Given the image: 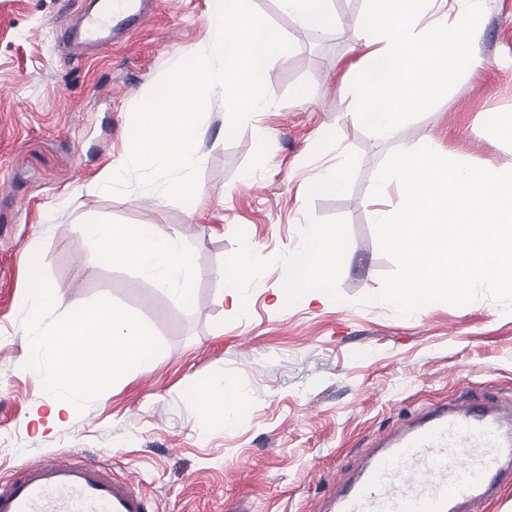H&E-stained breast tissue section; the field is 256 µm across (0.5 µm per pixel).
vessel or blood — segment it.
Returning a JSON list of instances; mask_svg holds the SVG:
<instances>
[{"label": "vessel or blood", "mask_w": 512, "mask_h": 512, "mask_svg": "<svg viewBox=\"0 0 512 512\" xmlns=\"http://www.w3.org/2000/svg\"><path fill=\"white\" fill-rule=\"evenodd\" d=\"M149 12L131 0L85 11L67 42L104 48ZM512 484V419L492 399L436 407L368 455L346 480L333 512H473ZM0 512H149L139 483L113 478L92 457L29 463L0 480Z\"/></svg>", "instance_id": "obj_1"}]
</instances>
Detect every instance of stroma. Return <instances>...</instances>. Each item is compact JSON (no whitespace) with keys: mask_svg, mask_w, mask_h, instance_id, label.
<instances>
[{"mask_svg":"<svg viewBox=\"0 0 512 512\" xmlns=\"http://www.w3.org/2000/svg\"><path fill=\"white\" fill-rule=\"evenodd\" d=\"M250 3L294 48L270 64L272 104L237 135L222 102L206 113L205 192L183 204L156 191L113 196L97 182L130 148L135 105L171 66L211 46V0H158L146 27L89 58L64 45L63 23L83 0H0V479L87 454L140 479L154 512H329L368 451L424 411L479 394L512 404V311L483 298L400 317L360 302L392 267L369 196L392 150L428 143L458 162L512 169V139L500 132L512 122V0H487L471 41L479 67L386 142L347 113L365 0H329L320 40L276 0ZM311 84L319 93L302 99ZM346 158L347 187L316 189L321 169ZM91 220L178 232L195 262L189 301L92 254ZM311 224L342 233L334 297L276 305L288 255ZM242 259L250 279L234 308L220 273ZM36 261L66 291L60 312L106 296L163 345L151 369L129 371L53 425L21 322ZM219 377L241 400L229 428L196 399Z\"/></svg>","mask_w":512,"mask_h":512,"instance_id":"obj_1","label":"stroma"}]
</instances>
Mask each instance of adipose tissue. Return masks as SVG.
Listing matches in <instances>:
<instances>
[{
  "mask_svg": "<svg viewBox=\"0 0 512 512\" xmlns=\"http://www.w3.org/2000/svg\"><path fill=\"white\" fill-rule=\"evenodd\" d=\"M366 2L363 40L369 50L360 60L350 113L375 139L386 140L410 120L414 110L429 104L420 88L430 78L447 82L459 71L476 66L470 39L484 0H455V20L443 15L426 28L420 21L436 0ZM85 234L91 252L150 277L177 302L190 297L192 259L175 231L158 224L95 223L86 226ZM340 255L335 225L310 228L304 244L289 256V285L277 292V304L329 300ZM200 402L205 415L218 417L228 426L234 423L239 399L223 379L213 380Z\"/></svg>",
  "mask_w": 512,
  "mask_h": 512,
  "instance_id": "ef3b65f1",
  "label": "adipose tissue"
}]
</instances>
